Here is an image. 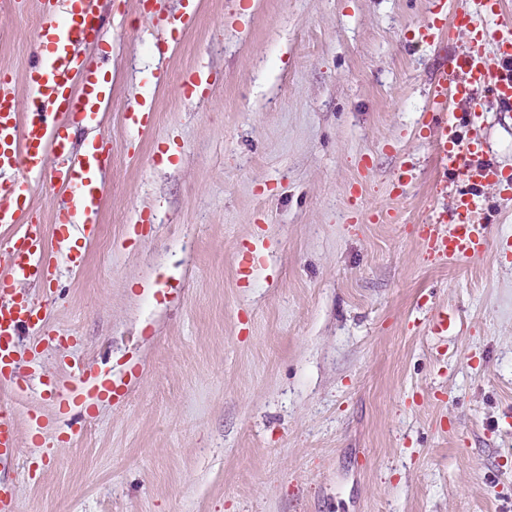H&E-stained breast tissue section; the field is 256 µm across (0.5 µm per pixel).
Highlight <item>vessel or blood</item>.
<instances>
[{
    "label": "vessel or blood",
    "mask_w": 512,
    "mask_h": 512,
    "mask_svg": "<svg viewBox=\"0 0 512 512\" xmlns=\"http://www.w3.org/2000/svg\"><path fill=\"white\" fill-rule=\"evenodd\" d=\"M40 15L44 39L40 65L25 77L26 96H19L11 80L0 78V225L15 226L11 265L0 276V388L19 390L13 375V338L28 332L33 344L46 339L40 302L17 290L20 282L41 283L54 277L52 246L65 247L73 269H80L84 254L66 248L72 230L91 239L99 231V213L105 187L99 171L108 161V138L92 141L84 153H73L65 133L67 120L92 124L111 94L107 80L83 53L101 40L105 30L98 21L95 0H29ZM157 0H139L141 9L154 14L162 31L189 30L194 10L178 17L156 12ZM467 34L466 45L443 60L429 85L426 110L435 127V159L449 183L439 192H452L449 217H435L425 225L422 244L441 259L475 260L489 248L486 225L476 221L481 201L476 188L503 183L502 169L486 157L481 94H490L512 111V19L503 12V0H439L420 25L423 39L439 40L451 31ZM471 103L467 133H460L452 106ZM50 183L64 201L46 226L26 215L22 203L33 188ZM449 231H442V222ZM17 446L15 418L0 407V461L13 458Z\"/></svg>",
    "instance_id": "vessel-or-blood-1"
}]
</instances>
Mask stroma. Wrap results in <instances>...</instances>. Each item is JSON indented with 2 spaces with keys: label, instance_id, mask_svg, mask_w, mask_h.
Segmentation results:
<instances>
[{
  "label": "stroma",
  "instance_id": "stroma-1",
  "mask_svg": "<svg viewBox=\"0 0 512 512\" xmlns=\"http://www.w3.org/2000/svg\"><path fill=\"white\" fill-rule=\"evenodd\" d=\"M433 6L194 0L192 30L160 35L137 0H97L112 160L84 266L20 286L67 337H16L24 389L0 390L18 512H512V197L479 188L480 259L419 239L452 205L428 87L467 41L420 42ZM41 41L36 12L0 17V69L23 82ZM200 65L209 85L183 86ZM480 103L512 172V115ZM443 308L460 334H432ZM76 362L124 397L62 404ZM16 423L13 412L0 406V462L15 456Z\"/></svg>",
  "mask_w": 512,
  "mask_h": 512
}]
</instances>
